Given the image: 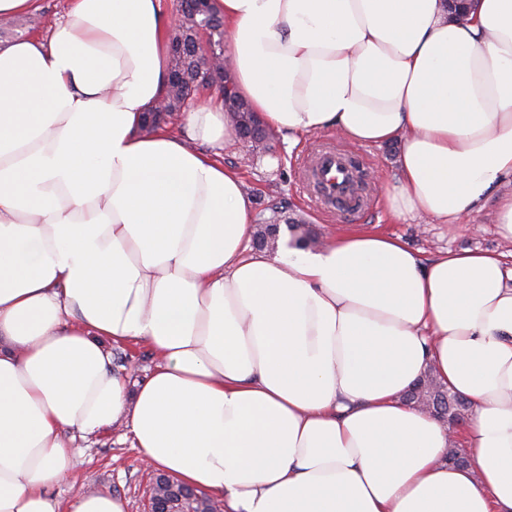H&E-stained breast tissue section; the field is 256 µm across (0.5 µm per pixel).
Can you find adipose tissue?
I'll return each instance as SVG.
<instances>
[{
    "instance_id": "ef3b65f1",
    "label": "adipose tissue",
    "mask_w": 512,
    "mask_h": 512,
    "mask_svg": "<svg viewBox=\"0 0 512 512\" xmlns=\"http://www.w3.org/2000/svg\"><path fill=\"white\" fill-rule=\"evenodd\" d=\"M213 4L268 126L399 142L394 216L460 225L494 195L512 241V0ZM171 26L162 0H72L0 42V512H125L50 493L115 424L224 512H512V252L358 228L250 253L239 174L195 147L234 139L224 111L142 128ZM125 342L158 357L133 389ZM428 374L468 403L467 464L404 398ZM69 8V0H42V11L44 26L37 32L28 33L27 28L17 29L13 37H3L4 41L19 39L32 33H41L46 36L49 32L51 24L65 16ZM9 38V39H8Z\"/></svg>"
}]
</instances>
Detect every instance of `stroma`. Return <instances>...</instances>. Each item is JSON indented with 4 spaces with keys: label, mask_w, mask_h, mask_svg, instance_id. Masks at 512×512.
I'll return each mask as SVG.
<instances>
[{
    "label": "stroma",
    "mask_w": 512,
    "mask_h": 512,
    "mask_svg": "<svg viewBox=\"0 0 512 512\" xmlns=\"http://www.w3.org/2000/svg\"><path fill=\"white\" fill-rule=\"evenodd\" d=\"M322 140L340 145L345 142L342 135L331 129L299 134L293 142L276 136L271 151L262 155H248L239 141L215 149L214 155L225 167L239 173L245 191L252 198L253 216L257 219L270 217L269 207L277 202L282 207V218L306 221L319 235L333 238L350 228L368 226L401 237L426 259L447 248L512 250V243L501 239L496 232V202L492 199L468 217L464 229L425 216L391 218L382 192L396 180V158L400 150L396 142L380 147L359 144L354 147L370 175L366 183L371 190L370 209L345 216L323 210L303 187L307 157ZM111 351L116 358L121 355L126 358L125 364H113V371L132 383L144 380L156 364L153 351L144 343L117 344ZM73 455L74 467L65 479L51 487L53 496L67 500L79 490L108 491L123 499L126 512H147L150 472L140 450L134 448L128 429L112 427L89 439L76 440Z\"/></svg>",
    "instance_id": "stroma-1"
}]
</instances>
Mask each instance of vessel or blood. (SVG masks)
Listing matches in <instances>:
<instances>
[{
  "instance_id": "b4317fda",
  "label": "vessel or blood",
  "mask_w": 512,
  "mask_h": 512,
  "mask_svg": "<svg viewBox=\"0 0 512 512\" xmlns=\"http://www.w3.org/2000/svg\"><path fill=\"white\" fill-rule=\"evenodd\" d=\"M359 162L352 153L328 144L315 148L309 162L306 187L324 208L349 212L353 198L354 174Z\"/></svg>"
}]
</instances>
